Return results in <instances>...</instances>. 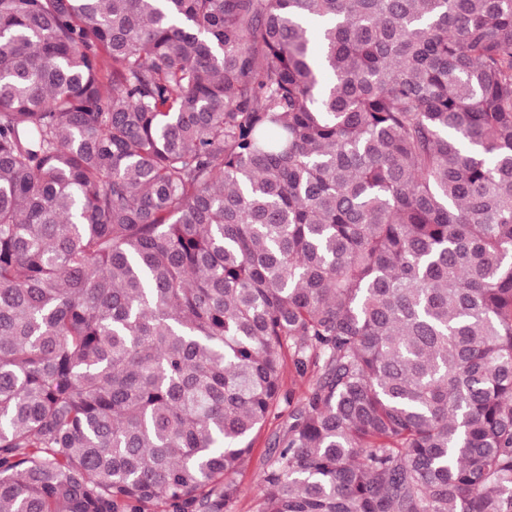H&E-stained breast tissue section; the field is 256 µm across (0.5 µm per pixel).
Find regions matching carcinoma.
I'll use <instances>...</instances> for the list:
<instances>
[{"label":"carcinoma","instance_id":"1","mask_svg":"<svg viewBox=\"0 0 512 512\" xmlns=\"http://www.w3.org/2000/svg\"><path fill=\"white\" fill-rule=\"evenodd\" d=\"M283 406L260 512H512V0H0V512Z\"/></svg>","mask_w":512,"mask_h":512}]
</instances>
